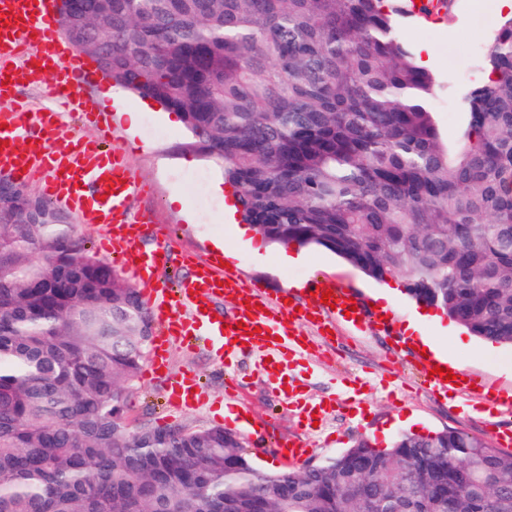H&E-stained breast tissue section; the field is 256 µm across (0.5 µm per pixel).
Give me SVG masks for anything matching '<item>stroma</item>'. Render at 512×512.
<instances>
[{"label":"stroma","instance_id":"35a3bbf8","mask_svg":"<svg viewBox=\"0 0 512 512\" xmlns=\"http://www.w3.org/2000/svg\"><path fill=\"white\" fill-rule=\"evenodd\" d=\"M502 18L498 0H454L448 17L422 25L410 23L401 30L412 47L431 51L430 70L439 82L436 117L445 139L459 140L465 128L463 117L448 99V89L482 79L478 60ZM107 118L113 147L125 155L143 185L129 205L131 217L146 220L141 248L154 250L165 239L183 254L200 259L210 256L214 237H223L225 246L239 254L230 263V275L273 295L287 292L297 306L310 304L309 288L317 281L341 283L368 302L382 289V282L323 249H306L303 261L286 266L277 264L272 254L250 251L224 220V199L232 194V186L225 184L221 168L211 160L184 150L187 133L176 113L148 103L136 123L115 111L108 112ZM177 192L189 201L191 213H183L180 204L172 202ZM301 330L311 337L312 345L307 353L293 358L287 374L297 381L302 398L331 402L321 428H304L295 406L282 401L274 383L263 374L259 355L239 356L230 365H219L201 344L171 345L166 377L141 370L130 397L132 424L227 425L220 412L224 390L229 380L238 379L242 388L235 404L244 415L266 425L264 442L248 443L262 470L283 469V462L268 452L277 441L303 443L322 459L360 439L381 448L409 430L427 434L454 429L486 440L492 430L512 427V408L486 406L478 395L463 406L433 394L424 382L428 359L411 343H391L377 325H370L360 336L340 326L327 337L318 336L308 324ZM423 330L436 337L465 371L482 379L486 388L512 387V347L485 343L446 318L424 323ZM186 371L200 377L207 400L197 408L180 410L167 401L166 378Z\"/></svg>","mask_w":512,"mask_h":512}]
</instances>
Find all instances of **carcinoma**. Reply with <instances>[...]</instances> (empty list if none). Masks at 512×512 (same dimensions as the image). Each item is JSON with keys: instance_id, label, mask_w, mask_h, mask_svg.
I'll return each mask as SVG.
<instances>
[{"instance_id": "1", "label": "carcinoma", "mask_w": 512, "mask_h": 512, "mask_svg": "<svg viewBox=\"0 0 512 512\" xmlns=\"http://www.w3.org/2000/svg\"><path fill=\"white\" fill-rule=\"evenodd\" d=\"M67 39L177 113L273 245L329 250L512 345V16L454 98L403 0H83ZM0 207V512H512V453L458 430L258 469L222 426L130 425L153 335L141 292L34 194Z\"/></svg>"}]
</instances>
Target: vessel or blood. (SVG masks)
<instances>
[{
  "mask_svg": "<svg viewBox=\"0 0 512 512\" xmlns=\"http://www.w3.org/2000/svg\"><path fill=\"white\" fill-rule=\"evenodd\" d=\"M56 18L57 0H0V171L20 180L43 178L44 192L56 204L81 220L102 225L103 248L131 267L159 326L152 352L154 371L164 369L167 348L174 341L205 342L220 364L245 351H259L267 358L262 369L276 382L279 395L299 403L294 382L287 380L282 370L288 356L301 347L298 324L312 318L325 331L340 324L358 333L370 319L364 305H352L344 287L333 281L314 284L311 306L300 311L279 296L245 288L232 290L230 278L215 256L196 262L192 274L176 288L163 284L160 268L182 263L185 257L167 243L152 251L138 246L139 228L128 223L125 215L141 186L123 154L82 141L60 151L51 142L58 131V106L80 110L91 123L99 122L105 112L103 105L85 101L81 80L89 74L91 63L78 49L60 41ZM31 63L51 70L55 84L51 105L28 113L18 110L11 88L27 81ZM326 290L332 296L325 304L321 294ZM228 293L235 296L234 309L215 316L210 301ZM428 383L441 393L452 391L462 396L484 388L483 382L472 376L453 383L435 374ZM199 385L198 376L190 371L172 377L167 385L169 403L198 407L206 399ZM299 405L308 428L315 416L326 411L320 402Z\"/></svg>",
  "mask_w": 512,
  "mask_h": 512,
  "instance_id": "b4317fda",
  "label": "vessel or blood"
}]
</instances>
